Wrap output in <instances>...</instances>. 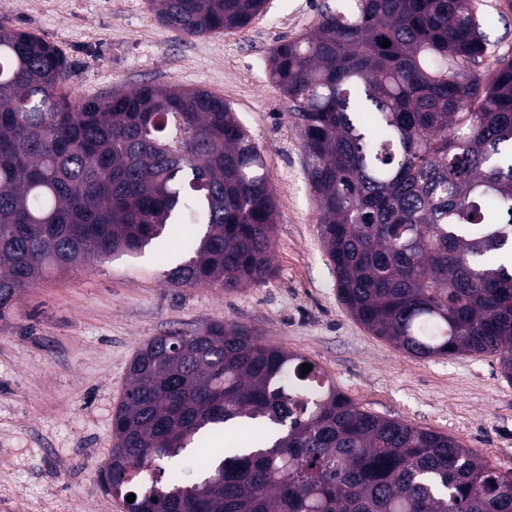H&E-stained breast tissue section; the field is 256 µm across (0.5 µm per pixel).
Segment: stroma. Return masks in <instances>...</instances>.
I'll use <instances>...</instances> for the list:
<instances>
[{
    "mask_svg": "<svg viewBox=\"0 0 512 512\" xmlns=\"http://www.w3.org/2000/svg\"><path fill=\"white\" fill-rule=\"evenodd\" d=\"M346 0H267L248 26L189 36L146 0H0V21L36 34L70 62L92 97L146 84L223 97L261 149L277 201L271 274L232 291L177 287L145 253L52 275L0 320V512H127L99 470L129 364L153 337L229 321L305 357L371 414L460 441L512 472V382L498 356L418 358L374 336L340 302L305 174L301 122L271 80L268 57ZM480 72L512 59V8L481 0Z\"/></svg>",
    "mask_w": 512,
    "mask_h": 512,
    "instance_id": "stroma-1",
    "label": "stroma"
}]
</instances>
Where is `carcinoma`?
Listing matches in <instances>:
<instances>
[{"instance_id":"1","label":"carcinoma","mask_w":512,"mask_h":512,"mask_svg":"<svg viewBox=\"0 0 512 512\" xmlns=\"http://www.w3.org/2000/svg\"><path fill=\"white\" fill-rule=\"evenodd\" d=\"M188 35L266 0H147ZM272 49L343 305L427 358L498 354L512 381V60L484 76L479 0H352ZM387 39L390 46L381 47ZM69 64L0 23V319L50 272L151 248L174 286L270 274L263 155L224 98L66 91ZM248 329L156 336L131 361L102 485L128 512H512V473L355 405ZM253 445L235 446L245 427ZM155 467L166 478L143 476Z\"/></svg>"}]
</instances>
